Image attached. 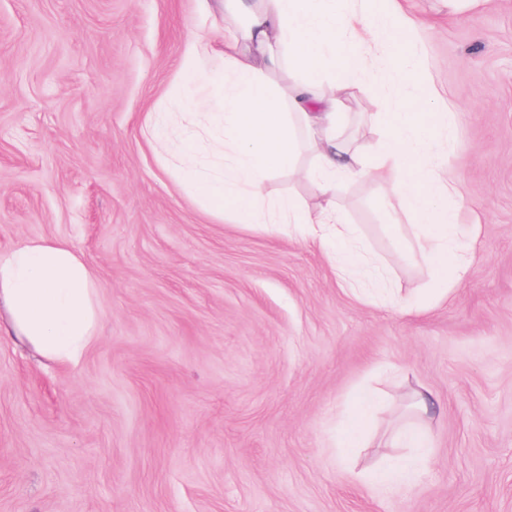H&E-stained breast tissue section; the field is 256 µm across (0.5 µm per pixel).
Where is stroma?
Returning a JSON list of instances; mask_svg holds the SVG:
<instances>
[{
	"instance_id": "obj_1",
	"label": "stroma",
	"mask_w": 512,
	"mask_h": 512,
	"mask_svg": "<svg viewBox=\"0 0 512 512\" xmlns=\"http://www.w3.org/2000/svg\"><path fill=\"white\" fill-rule=\"evenodd\" d=\"M401 3L422 25L397 49L457 113L447 163L479 229L465 280L408 315L160 164L145 120L223 17L199 0H0V251L62 238L101 284L78 365L0 340V512H512V0ZM314 80L355 145L385 133L393 85ZM263 195L318 202L285 169ZM336 203L396 287H427L425 266L392 261L416 230L390 227L376 179L341 183ZM362 386L380 395L374 440L341 458L336 417ZM423 390L438 405L427 465L374 489L366 474L411 454L385 438L421 424L408 404Z\"/></svg>"
}]
</instances>
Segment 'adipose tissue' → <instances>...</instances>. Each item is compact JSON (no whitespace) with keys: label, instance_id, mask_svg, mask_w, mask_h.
<instances>
[{"label":"adipose tissue","instance_id":"1","mask_svg":"<svg viewBox=\"0 0 512 512\" xmlns=\"http://www.w3.org/2000/svg\"><path fill=\"white\" fill-rule=\"evenodd\" d=\"M206 13L225 20L247 16L238 35L223 50L197 48L184 56L179 78L185 95L170 102L184 114L208 105L205 132L222 168L207 166L190 143L176 155L173 173L202 203L230 201L243 223L267 224L264 181L271 170L292 166L301 144L315 163L307 176L322 201L315 211L290 200L276 203L280 223L318 243L336 268L337 278L355 296L379 292L400 311L447 294L464 280L474 260L477 228L459 221L461 192L448 165L435 157L440 137L431 136L434 114L409 106L392 110L388 130L369 152L347 149L340 140L341 116L335 96L320 95L314 83L301 81L287 91L268 77L281 68L294 72L329 71L343 82L369 73L377 56L391 55L401 85L429 91L415 80L402 53H389L412 19L379 0L356 6L355 0H201ZM372 176L382 181L401 211L418 227L419 251L428 267L427 288L402 292L391 287L354 228L335 202L339 182ZM101 322L99 285L91 267L62 239H30L0 252V331L32 347L43 357L75 365L97 339ZM378 404L375 391L358 389L336 419V452L345 454L365 439L363 422ZM411 457L388 461L373 474L376 486L400 485L420 473V451L429 446L425 431L397 438Z\"/></svg>","mask_w":512,"mask_h":512}]
</instances>
